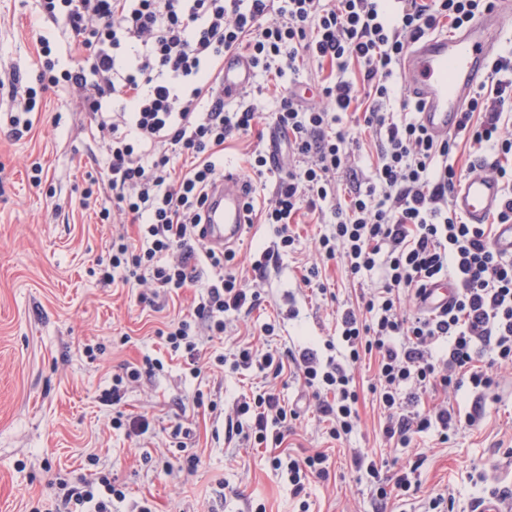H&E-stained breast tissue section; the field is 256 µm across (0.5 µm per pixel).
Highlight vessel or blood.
<instances>
[{
    "instance_id": "b4317fda",
    "label": "vessel or blood",
    "mask_w": 512,
    "mask_h": 512,
    "mask_svg": "<svg viewBox=\"0 0 512 512\" xmlns=\"http://www.w3.org/2000/svg\"><path fill=\"white\" fill-rule=\"evenodd\" d=\"M502 11H493L463 27L453 36L432 35L415 41L401 61V74L411 96L422 108L420 118L437 137L448 136L457 126L473 90L484 78L499 45ZM253 79L250 60L243 55L224 56L221 88L225 101L239 97ZM503 187L481 169L467 172L452 195L454 209L472 224L486 223L503 202ZM248 224L243 178L225 173L211 187L204 209L206 241L229 247L239 241ZM455 294L447 281L430 285L422 302L429 310L442 309Z\"/></svg>"
}]
</instances>
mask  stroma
I'll return each mask as SVG.
<instances>
[{"mask_svg":"<svg viewBox=\"0 0 512 512\" xmlns=\"http://www.w3.org/2000/svg\"><path fill=\"white\" fill-rule=\"evenodd\" d=\"M37 0H0V79L34 80L37 53L32 26ZM45 111L35 113L33 129L15 138L0 131V512H32L56 493L55 481H76L97 468L126 486L124 502L112 512H133L149 499L154 512H375L369 481L349 468L359 449L402 467L419 458V488L392 500V512H426L430 497L451 493L454 512H471L494 486L512 487V368L502 369L497 401L488 402L478 426L464 428L448 444L432 434L410 447L387 444L379 411L367 387L375 364L353 371L360 390V420L342 440L329 438L309 397L293 379L254 370L214 365L231 356L235 337H255L260 348L286 351L324 349L336 337V311L355 298V286L340 260H319L316 240L328 224L301 223L297 249L271 261L259 286L262 300L249 316L226 313V338L204 341L202 372L193 376L172 357L157 335L166 317L192 314L199 291L182 289L174 302L159 307L142 300L141 288L100 283L94 271L108 261L117 226L101 223L97 211L111 207L106 189L92 198L84 191L99 179L104 149L86 113L63 90L48 92ZM41 163V185L28 178ZM318 263L332 290L321 295L305 286L306 267ZM279 320L276 337L258 332ZM96 352L87 356L83 348ZM161 359L162 371L126 384L119 405L108 399L112 380L124 365L144 357ZM269 386L288 402H299L279 448L281 455L320 450L331 461L330 475L294 495L288 474L273 469L270 449L248 448L225 438V409L251 388ZM212 395L217 410L193 406L196 392ZM148 414L153 434L148 445L112 426L117 413ZM191 424L199 466L170 475L162 468L169 454L167 427Z\"/></svg>","mask_w":512,"mask_h":512,"instance_id":"stroma-1","label":"stroma"}]
</instances>
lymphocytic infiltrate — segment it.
<instances>
[{
  "label": "lymphocytic infiltrate",
  "mask_w": 512,
  "mask_h": 512,
  "mask_svg": "<svg viewBox=\"0 0 512 512\" xmlns=\"http://www.w3.org/2000/svg\"><path fill=\"white\" fill-rule=\"evenodd\" d=\"M397 2L393 11L387 0H41L43 21L63 24L76 54L61 65L50 39L34 32L37 83L12 80L24 108L9 113L6 126L21 137L32 129L40 94L75 92L106 149L112 206L137 228L113 237L102 280L165 292L198 288L192 318L171 321L159 333L197 375L202 337L223 335L225 313H250L260 300L245 277L225 271L235 252L210 248L200 230L208 190L224 174L226 140L249 135L260 119L253 105H225L216 89L219 65L231 51L278 78L304 59L329 64L316 97L304 99L289 87L281 93L273 124L287 155L273 161L258 147L247 154L257 178L275 179L260 217L276 227V254L292 249L300 213L330 218L334 230L317 240L319 255L340 259L357 280L380 272L381 282L340 313L336 355L325 358L312 347L282 355L247 343L231 366L301 382L338 440L359 418L353 369L363 356H376L371 391L384 416L383 435L406 448L422 433H436L444 444L462 426H474L495 397L497 369L512 366V256L492 244L494 225L512 223V51L493 58L457 130L435 137L420 122L418 103L398 96L391 78L410 43L446 26L462 28L493 10L495 0ZM125 46L132 54L121 65L117 52ZM355 64L356 78L349 74ZM115 99L121 109L108 110ZM343 112L357 113L373 133L376 162L368 178L353 167L361 145L339 129ZM462 148L469 152L466 167L486 170L503 186L492 223H468L452 207ZM181 156L186 165L175 166ZM340 175L349 178L346 202L325 212ZM206 266L214 270L207 279ZM443 279L456 286L452 305L419 308L425 288ZM462 390L473 396L469 411L445 400L419 407L426 393ZM298 416L297 407L262 387L236 403L227 425L244 440L276 448ZM328 460L317 452L269 462L287 470L299 494L310 479L328 478ZM350 467L377 480L382 503L407 495L418 469L412 462L386 479L376 460L358 450ZM57 486L47 512H112L113 502L126 498L123 486L101 471Z\"/></svg>",
  "instance_id": "lymphocytic-infiltrate-1"
}]
</instances>
